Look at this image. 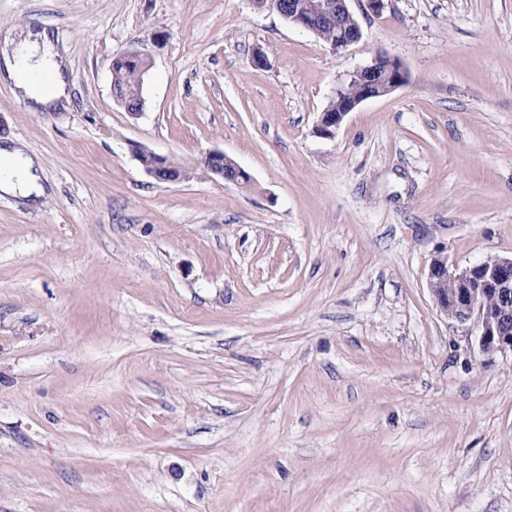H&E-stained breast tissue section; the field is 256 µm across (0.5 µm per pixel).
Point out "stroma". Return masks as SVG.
Masks as SVG:
<instances>
[{"instance_id":"35a3bbf8","label":"stroma","mask_w":512,"mask_h":512,"mask_svg":"<svg viewBox=\"0 0 512 512\" xmlns=\"http://www.w3.org/2000/svg\"><path fill=\"white\" fill-rule=\"evenodd\" d=\"M349 8L336 53L253 0H0L71 94L0 83L46 189L0 198V512H512V355L427 287L512 257V0ZM156 33L134 117L112 61ZM378 53L408 83L317 136ZM135 153L145 172L155 180L164 182H178L190 177V172L183 168L185 172H183L179 177L168 178L169 172L167 169L170 168V160L167 157L141 148L135 150ZM163 176L167 178H163ZM224 159L230 161L232 168L224 172ZM204 167L215 177L221 178L226 182L242 185V182L251 181L250 175L235 164L231 159L221 151H211L207 153L203 160ZM247 182V183H248Z\"/></svg>"}]
</instances>
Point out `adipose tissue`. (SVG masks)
<instances>
[{
    "label": "adipose tissue",
    "instance_id": "adipose-tissue-1",
    "mask_svg": "<svg viewBox=\"0 0 512 512\" xmlns=\"http://www.w3.org/2000/svg\"><path fill=\"white\" fill-rule=\"evenodd\" d=\"M65 64L48 31L22 39H6L0 47V79L12 84L34 111L67 108ZM34 160L20 144L0 146V193L30 197L41 188L32 173Z\"/></svg>",
    "mask_w": 512,
    "mask_h": 512
}]
</instances>
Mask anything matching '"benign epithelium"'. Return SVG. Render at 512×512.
I'll return each mask as SVG.
<instances>
[{"mask_svg":"<svg viewBox=\"0 0 512 512\" xmlns=\"http://www.w3.org/2000/svg\"><path fill=\"white\" fill-rule=\"evenodd\" d=\"M349 0H288L272 8L265 0H254L257 8L272 10L289 23L317 32L318 26L329 23L336 26V44L332 50L339 52L358 42L361 28L348 6ZM160 36L154 35L150 43L120 56L124 62L144 64L149 69L152 57L150 46H157ZM408 82V73L402 64L383 53L346 74L338 86L339 97L346 87L354 85L359 95L346 100L334 112L321 113L315 133L332 138L349 112L362 102L392 94ZM136 157L145 172L156 180L178 182L190 177L185 171L178 177L169 176L170 160L152 151L137 149ZM224 155L211 151L204 157L207 171L226 182L240 185L251 180L250 175L237 164L224 170ZM428 287L436 306L448 318L461 324L472 323L480 353L492 356L512 352V258H495L473 265L462 271L448 266L443 258L432 261L428 273Z\"/></svg>","mask_w":512,"mask_h":512,"instance_id":"7a95c632","label":"benign epithelium"}]
</instances>
